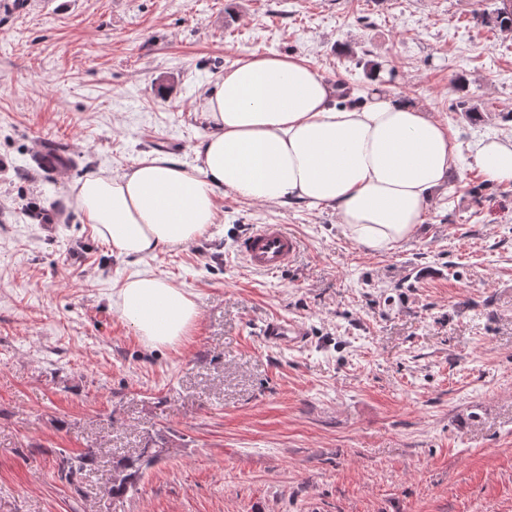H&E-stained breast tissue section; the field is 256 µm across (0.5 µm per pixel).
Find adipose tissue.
Returning a JSON list of instances; mask_svg holds the SVG:
<instances>
[{
    "instance_id": "adipose-tissue-1",
    "label": "adipose tissue",
    "mask_w": 512,
    "mask_h": 512,
    "mask_svg": "<svg viewBox=\"0 0 512 512\" xmlns=\"http://www.w3.org/2000/svg\"><path fill=\"white\" fill-rule=\"evenodd\" d=\"M340 91L303 58L245 54L204 97L211 132L193 163L158 153L117 176L88 172L71 187L74 204L117 256L198 240L217 223L224 193L331 209L359 247L392 250L423 223L458 146L447 123L415 103L380 88L347 106ZM474 163L486 181L512 184V139L482 141ZM118 308L152 348L178 344L199 316L189 294L156 276L126 281Z\"/></svg>"
}]
</instances>
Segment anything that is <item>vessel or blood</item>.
<instances>
[{"mask_svg": "<svg viewBox=\"0 0 512 512\" xmlns=\"http://www.w3.org/2000/svg\"><path fill=\"white\" fill-rule=\"evenodd\" d=\"M297 248L296 238L281 224L260 225L237 245L243 261L251 268L265 273L281 271L291 262ZM266 335L277 342L286 340L298 343L304 338V332L298 324L280 320L268 324Z\"/></svg>", "mask_w": 512, "mask_h": 512, "instance_id": "b4317fda", "label": "vessel or blood"}]
</instances>
